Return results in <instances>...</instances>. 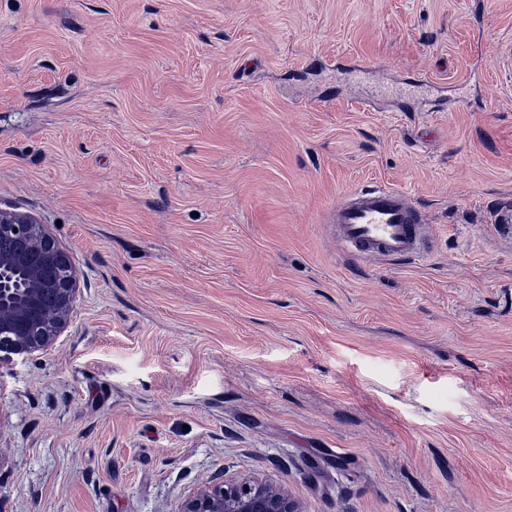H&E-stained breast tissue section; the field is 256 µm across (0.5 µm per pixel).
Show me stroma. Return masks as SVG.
<instances>
[{
	"label": "stroma",
	"mask_w": 512,
	"mask_h": 512,
	"mask_svg": "<svg viewBox=\"0 0 512 512\" xmlns=\"http://www.w3.org/2000/svg\"><path fill=\"white\" fill-rule=\"evenodd\" d=\"M512 0H0V208L71 257L0 512H512ZM403 191L422 263L330 212ZM404 192L375 184L349 191L333 210L343 252L367 260L427 258V225ZM178 512H303L282 488L260 479L211 480L181 503Z\"/></svg>",
	"instance_id": "obj_1"
}]
</instances>
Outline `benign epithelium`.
<instances>
[{
	"mask_svg": "<svg viewBox=\"0 0 512 512\" xmlns=\"http://www.w3.org/2000/svg\"><path fill=\"white\" fill-rule=\"evenodd\" d=\"M79 288L68 254L36 219L0 210V364L47 349L68 325ZM178 512H303L260 479L211 480Z\"/></svg>",
	"mask_w": 512,
	"mask_h": 512,
	"instance_id": "benign-epithelium-1",
	"label": "benign epithelium"
}]
</instances>
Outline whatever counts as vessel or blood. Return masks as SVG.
<instances>
[{
  "label": "vessel or blood",
  "mask_w": 512,
  "mask_h": 512,
  "mask_svg": "<svg viewBox=\"0 0 512 512\" xmlns=\"http://www.w3.org/2000/svg\"><path fill=\"white\" fill-rule=\"evenodd\" d=\"M343 252L367 260L426 259L427 226L404 192L375 184L349 191L333 211Z\"/></svg>",
  "instance_id": "1"
}]
</instances>
